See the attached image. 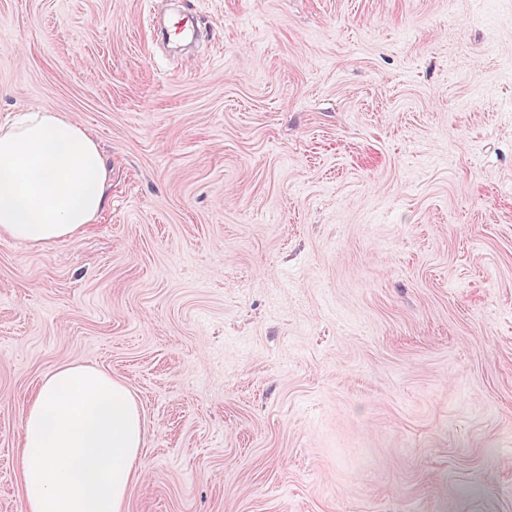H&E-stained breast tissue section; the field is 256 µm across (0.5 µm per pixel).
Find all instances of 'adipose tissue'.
Returning a JSON list of instances; mask_svg holds the SVG:
<instances>
[{"instance_id": "ef3b65f1", "label": "adipose tissue", "mask_w": 512, "mask_h": 512, "mask_svg": "<svg viewBox=\"0 0 512 512\" xmlns=\"http://www.w3.org/2000/svg\"><path fill=\"white\" fill-rule=\"evenodd\" d=\"M111 173L96 138L42 107L0 127V235L51 245L102 211ZM143 420L130 388L71 364L45 376L22 424L25 512H124L141 475Z\"/></svg>"}]
</instances>
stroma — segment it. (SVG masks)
<instances>
[{
    "label": "stroma",
    "mask_w": 512,
    "mask_h": 512,
    "mask_svg": "<svg viewBox=\"0 0 512 512\" xmlns=\"http://www.w3.org/2000/svg\"><path fill=\"white\" fill-rule=\"evenodd\" d=\"M39 107L112 181L0 237V512L72 363L140 406L125 512H512V0H0Z\"/></svg>",
    "instance_id": "35a3bbf8"
}]
</instances>
